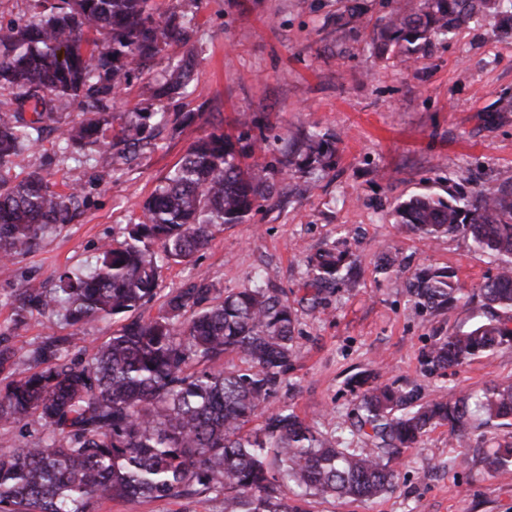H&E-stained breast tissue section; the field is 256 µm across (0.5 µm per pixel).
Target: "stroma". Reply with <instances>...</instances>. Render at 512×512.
<instances>
[{
    "label": "stroma",
    "mask_w": 512,
    "mask_h": 512,
    "mask_svg": "<svg viewBox=\"0 0 512 512\" xmlns=\"http://www.w3.org/2000/svg\"><path fill=\"white\" fill-rule=\"evenodd\" d=\"M369 22L381 0H365ZM340 0H155V14L177 13L190 27L195 57L190 94L163 99L167 112H194L195 123L164 130L131 162L101 167L59 147L60 130L80 119L71 104L47 119L29 168L84 200L70 224L34 252L0 264V333H7L28 284L53 287L63 269L93 262L102 241L123 240L145 199L189 146L206 134L246 128L255 158L275 185L243 224H231L188 264L162 268L159 292L142 307L156 315L168 294L206 280L216 297L250 285L267 271L296 309L299 354L276 401L307 424L332 434L349 424L357 402L349 380L375 370L384 383L414 387L423 400L458 397L490 382L512 380V348L486 353L444 376H427L419 355L433 337L468 328L480 313L479 287L498 272L469 239L424 240L394 222L396 205L411 196L496 192L512 171V112L495 103L512 97V38L494 19L471 21L445 39H432L417 61L376 57L368 24L336 30ZM336 136L324 168L288 167V149L309 132ZM347 238L360 267L355 287L312 294L307 260ZM399 251L401 267L379 265ZM446 267L463 288L452 308L416 307L407 282L417 268ZM62 311L30 319L11 336L13 362L0 366V388L29 366L25 358L45 337H68ZM512 441V427H488L477 446L451 443L444 426L396 462L392 491L372 500L308 498L303 512H512V477L488 471L484 458ZM467 466H459L460 456ZM211 495L171 499L100 500L97 512H223Z\"/></svg>",
    "instance_id": "35a3bbf8"
}]
</instances>
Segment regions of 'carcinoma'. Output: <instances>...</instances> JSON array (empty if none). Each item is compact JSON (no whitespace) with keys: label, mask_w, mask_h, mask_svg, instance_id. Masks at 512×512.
Here are the masks:
<instances>
[{"label":"carcinoma","mask_w":512,"mask_h":512,"mask_svg":"<svg viewBox=\"0 0 512 512\" xmlns=\"http://www.w3.org/2000/svg\"><path fill=\"white\" fill-rule=\"evenodd\" d=\"M364 15L363 4L350 0L336 26L352 31ZM484 15L512 35V0H394L379 18L374 49L414 61L431 39ZM184 33L176 14L155 19L153 0H32L28 15L0 24V90L18 104L0 107V262L35 250L80 203L81 190L61 193L39 170L17 174L26 152L42 142V120L55 103L84 108L61 131L63 149L101 166L112 164L116 148L126 158L136 155L166 113L129 112L114 134L112 101L136 68L164 56L165 81L152 96L187 93L193 60L174 51ZM27 103L36 115L29 121L20 113ZM335 151L326 135L310 134L288 164L321 165ZM253 153L242 136L213 131L199 138L144 203L143 218L127 225L123 241L101 243L91 268L61 272L50 290H23L15 331L58 307L78 331L114 316L124 323L85 361L63 353L73 339L46 338L33 371L0 389L1 428L35 416L43 429V436L0 453V512H96L102 498L201 494L222 498L224 512H302L298 503L309 497L368 500L389 491L392 464L431 427L448 426V436L466 445L474 412L484 425L512 427V381L453 401H422L414 390L379 383L365 371L351 383L362 389L355 426L374 446L366 453L272 404L298 352L286 294L255 284L210 303L211 288L201 282L170 295L156 316L136 315L156 297L163 264L190 261L272 194L266 171L248 162ZM501 179L492 195L422 194L395 208V223L408 230L427 239L462 235L499 262L497 275L481 286L485 319L435 337L420 355L425 375L512 347V172ZM308 277L317 289L353 287L358 269L346 242L311 256ZM460 293L445 267L419 269L409 288L416 305L432 309L448 307ZM221 357L241 358L246 368L207 366ZM485 461L511 477L512 442Z\"/></svg>","instance_id":"obj_1"}]
</instances>
